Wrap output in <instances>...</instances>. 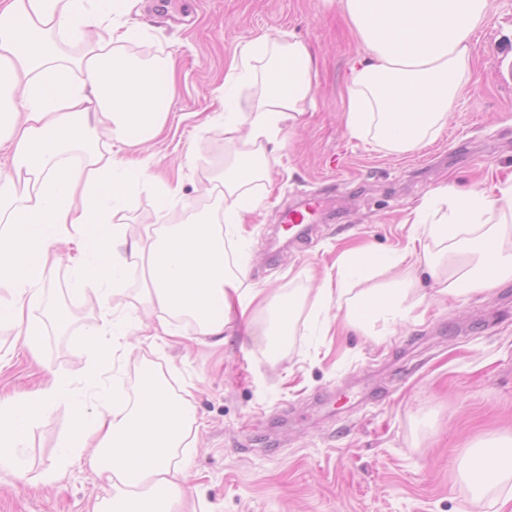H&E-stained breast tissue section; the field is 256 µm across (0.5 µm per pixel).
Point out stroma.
Segmentation results:
<instances>
[{
    "mask_svg": "<svg viewBox=\"0 0 512 512\" xmlns=\"http://www.w3.org/2000/svg\"><path fill=\"white\" fill-rule=\"evenodd\" d=\"M140 41L132 58L174 54L177 88L164 135L119 161L150 154L154 172L180 185L175 209L160 210V184L132 186L133 205L117 222L129 234L147 224H177L208 210L209 188L231 156L224 127L202 125L217 111L213 91L235 54L259 36L306 41L317 58L315 108L302 126L276 136L279 162L254 189L239 262L251 282L273 293L304 287L300 273L330 270L352 244L404 249V215L442 186L471 187L512 177V0H491V20L474 37L472 78L447 126L401 156L352 138L341 119L349 62L362 46L336 6L324 0H204L197 15L182 0H139ZM163 181V182H164ZM329 202L309 242L290 246L277 228L301 196ZM68 310L65 333L45 327L44 303L31 317L43 327L36 349L0 329V400L60 384L57 401L37 420L23 450L29 482L0 472V512H93L106 485L88 469L49 482L60 445L71 433L72 402L98 406L100 387L135 399L153 368L172 387L194 382L201 425L186 472L204 512H512V473L474 492L463 473L490 446L512 438V283L467 299H437L416 273L407 322L383 335L350 330L294 336L270 360L259 339L235 327L224 344L177 351L147 342L115 359L99 384L86 369V331L101 312L74 293L68 266L46 281ZM139 266L127 271L116 312L146 323L157 313L138 300Z\"/></svg>",
    "mask_w": 512,
    "mask_h": 512,
    "instance_id": "35a3bbf8",
    "label": "stroma"
}]
</instances>
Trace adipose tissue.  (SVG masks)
I'll list each match as a JSON object with an SVG mask.
<instances>
[{
	"label": "adipose tissue",
	"instance_id": "adipose-tissue-1",
	"mask_svg": "<svg viewBox=\"0 0 512 512\" xmlns=\"http://www.w3.org/2000/svg\"><path fill=\"white\" fill-rule=\"evenodd\" d=\"M128 0H0V324L36 347L41 334L30 316L74 239L78 280L109 309L130 264L148 280L143 302L162 312L150 339L183 344L181 320L220 344L232 322L259 325L269 350L288 342L304 305L335 308L347 328L377 335L405 320L409 284L427 273L441 296L466 298L512 280V178L485 187L437 189L412 211L411 243L380 253L346 249L321 288L273 296L247 285L243 267H230L228 249L245 242L244 216L253 184L270 163L268 147L282 125L297 128L312 98L315 59L309 45L287 48L263 36L232 60L216 96L215 118L235 149L211 189L212 208L129 235L114 223L134 182L152 180V157L135 167L104 149V138L135 147L163 135L176 93L173 55L128 60L124 49L141 37L127 18ZM364 51L350 65L344 110L348 133L393 155L423 145L445 125L471 78L473 38L489 18V0H336ZM84 43L81 54L68 52ZM266 59L264 92L250 111L237 107L240 84L254 57ZM195 387L172 392L145 372L134 404L101 397L97 411L75 404V425L61 446L52 479L85 467L110 487L94 512H196L186 486L188 448L200 425ZM59 395L51 387L19 402H0V471L26 480L18 456L33 424Z\"/></svg>",
	"mask_w": 512,
	"mask_h": 512
}]
</instances>
